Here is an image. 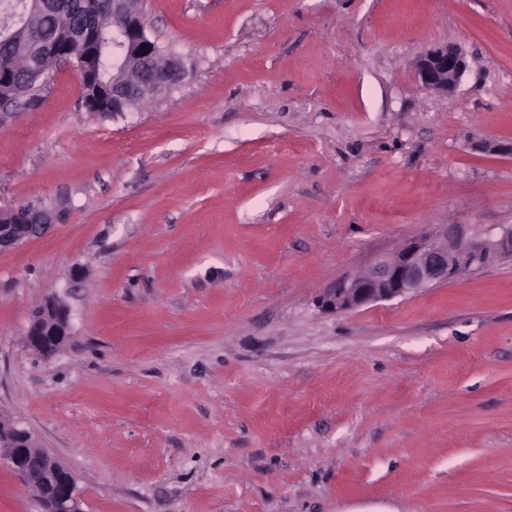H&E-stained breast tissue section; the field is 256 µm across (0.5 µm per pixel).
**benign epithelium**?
Segmentation results:
<instances>
[{"instance_id": "obj_1", "label": "benign epithelium", "mask_w": 512, "mask_h": 512, "mask_svg": "<svg viewBox=\"0 0 512 512\" xmlns=\"http://www.w3.org/2000/svg\"><path fill=\"white\" fill-rule=\"evenodd\" d=\"M82 19L70 23L48 38L31 34L25 75L17 67L0 66V112L21 96L22 87L34 84L46 87L56 68L74 66L85 81L93 82L98 72L97 31L91 24L109 19L124 48L121 76L110 86H97L94 95L83 94V105L89 112H128L130 101L142 88L170 89L181 84L189 68L180 56H169L163 66L152 62L159 56V45L148 34L143 17L127 7L128 0H81ZM64 0H23L17 10L0 11V42L11 45L13 29L26 24V19L61 9ZM79 39L84 53L75 58L68 50ZM467 68L464 53L454 46H442L426 53L418 62L421 82L432 89L448 93ZM50 214L34 206L18 205L0 211V249L9 248L41 233ZM512 254V228L504 229L496 238L472 234L462 224H436L431 229L410 238L394 254L381 258L362 274L346 277L326 289L320 296L319 307L325 312L351 311L379 301L416 294L435 285L446 284L468 269L486 265L499 255ZM27 342L31 349L64 342L70 336L68 309L55 301L45 304V313L27 327ZM9 435L22 442L16 448L0 447V459H5L21 477L26 478L40 468L54 470V464L42 461L27 452L25 444L30 434L12 418L0 417V435ZM56 512H83L75 485L62 491L55 503Z\"/></svg>"}]
</instances>
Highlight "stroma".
<instances>
[{"mask_svg":"<svg viewBox=\"0 0 512 512\" xmlns=\"http://www.w3.org/2000/svg\"><path fill=\"white\" fill-rule=\"evenodd\" d=\"M137 7L184 82L89 112L65 68L0 112V210L64 212L0 252V414L83 512H512V255L317 305L432 225L512 228V0ZM0 512H39L1 461ZM467 68L464 53L454 46H442L426 53L418 62L421 82L440 92H451ZM27 342L34 351L44 346L63 343L70 335V314L68 309L61 307L56 301L45 304V313L33 319L27 327Z\"/></svg>","mask_w":512,"mask_h":512,"instance_id":"obj_1","label":"stroma"}]
</instances>
